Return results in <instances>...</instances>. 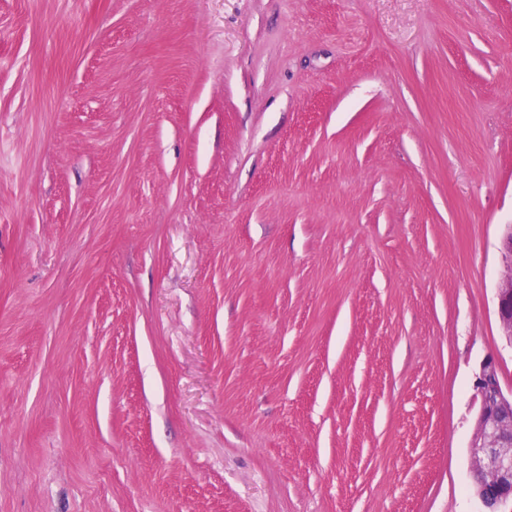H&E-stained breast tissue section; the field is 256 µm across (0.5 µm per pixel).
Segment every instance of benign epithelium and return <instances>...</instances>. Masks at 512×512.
<instances>
[{
    "mask_svg": "<svg viewBox=\"0 0 512 512\" xmlns=\"http://www.w3.org/2000/svg\"><path fill=\"white\" fill-rule=\"evenodd\" d=\"M499 253L505 267L496 294V313L504 335L512 338V225H504ZM479 401L476 430L469 453L473 470L487 477L477 489L485 512H512V454L503 451L512 443V388L502 385L496 359L488 357L476 378Z\"/></svg>",
    "mask_w": 512,
    "mask_h": 512,
    "instance_id": "7a95c632",
    "label": "benign epithelium"
}]
</instances>
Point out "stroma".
<instances>
[{
  "instance_id": "stroma-1",
  "label": "stroma",
  "mask_w": 512,
  "mask_h": 512,
  "mask_svg": "<svg viewBox=\"0 0 512 512\" xmlns=\"http://www.w3.org/2000/svg\"><path fill=\"white\" fill-rule=\"evenodd\" d=\"M512 0H0V512H483Z\"/></svg>"
}]
</instances>
